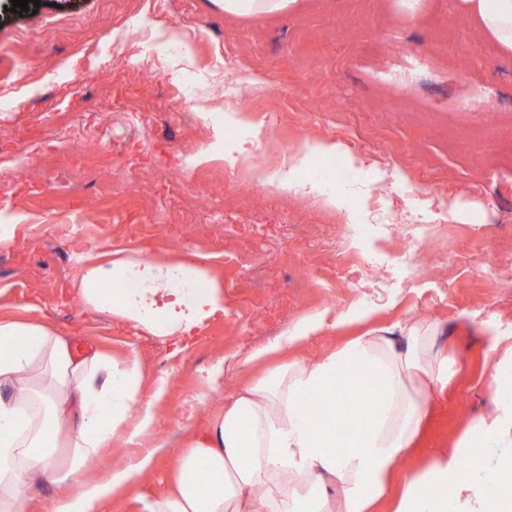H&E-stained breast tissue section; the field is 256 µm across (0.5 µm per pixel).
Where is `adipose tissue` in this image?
<instances>
[{
  "instance_id": "1",
  "label": "adipose tissue",
  "mask_w": 512,
  "mask_h": 512,
  "mask_svg": "<svg viewBox=\"0 0 512 512\" xmlns=\"http://www.w3.org/2000/svg\"><path fill=\"white\" fill-rule=\"evenodd\" d=\"M496 50L512 54V0H459ZM82 298L133 328L180 342L224 309L220 288L184 261L125 257L85 261ZM319 313L251 351L245 376L181 448L155 433V404L141 400L135 351L121 358L76 355L70 337L40 322L0 320V512H27V496L49 483L47 512H103L106 502L139 484L158 456L172 458L169 490L141 499L140 512H512V331L494 334L490 412L468 421L416 471L415 452L431 397L451 362L432 320L373 327L313 363L266 361L327 329ZM346 389H338V381ZM366 382L369 396L348 431L314 423L315 400L342 403ZM148 441L136 459L100 472V449L115 437Z\"/></svg>"
}]
</instances>
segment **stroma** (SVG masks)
<instances>
[{
	"label": "stroma",
	"instance_id": "35a3bbf8",
	"mask_svg": "<svg viewBox=\"0 0 512 512\" xmlns=\"http://www.w3.org/2000/svg\"><path fill=\"white\" fill-rule=\"evenodd\" d=\"M0 0V218L16 245L0 250V318L52 325L76 354L137 346L142 393L169 388L156 433L178 446L202 428L242 374L204 394L201 371L274 342L302 317L357 302L363 319L315 335L308 361L369 327L440 322L456 374L431 403L425 447L447 445L491 405L486 356L512 330V56L495 51L458 0H296L264 16L229 15L222 0H55L19 14ZM183 43L182 52L168 50ZM421 69L385 82L406 50ZM251 91L246 104L234 84ZM480 97L482 111L465 103ZM242 148L331 141L366 158L341 210L314 197L282 198L241 170L230 185L217 138ZM94 179L52 181L70 153ZM134 183L118 191L117 180ZM192 193L172 200L174 180ZM416 187L409 232L431 260L409 272L386 224L341 223L368 194ZM95 253L185 260L221 288L224 311L185 343L134 336L87 306L80 257ZM380 283L352 288V263Z\"/></svg>",
	"mask_w": 512,
	"mask_h": 512
}]
</instances>
